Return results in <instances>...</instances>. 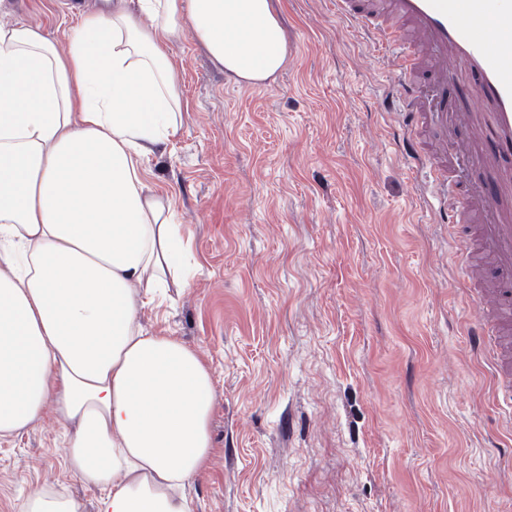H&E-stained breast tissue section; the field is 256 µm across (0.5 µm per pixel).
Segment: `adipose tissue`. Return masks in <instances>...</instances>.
<instances>
[{
  "instance_id": "obj_1",
  "label": "adipose tissue",
  "mask_w": 512,
  "mask_h": 512,
  "mask_svg": "<svg viewBox=\"0 0 512 512\" xmlns=\"http://www.w3.org/2000/svg\"><path fill=\"white\" fill-rule=\"evenodd\" d=\"M0 0V439L54 411L96 512H192L216 398L201 356L139 316L189 287L171 198L145 165L187 111L184 37L264 86L288 44L272 0H104L67 52Z\"/></svg>"
}]
</instances>
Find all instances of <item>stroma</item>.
I'll return each instance as SVG.
<instances>
[{
	"mask_svg": "<svg viewBox=\"0 0 512 512\" xmlns=\"http://www.w3.org/2000/svg\"><path fill=\"white\" fill-rule=\"evenodd\" d=\"M59 2L15 15L64 51ZM274 6L288 57L271 84L172 44L188 115L146 173L173 197L193 286L142 324L199 352L216 386L194 512H512V428L466 334L479 301L406 172L379 53L328 0ZM65 443L50 418L0 441V512L45 483L95 512Z\"/></svg>",
	"mask_w": 512,
	"mask_h": 512,
	"instance_id": "stroma-1",
	"label": "stroma"
}]
</instances>
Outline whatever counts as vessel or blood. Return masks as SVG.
Wrapping results in <instances>:
<instances>
[{
	"mask_svg": "<svg viewBox=\"0 0 512 512\" xmlns=\"http://www.w3.org/2000/svg\"><path fill=\"white\" fill-rule=\"evenodd\" d=\"M386 55L408 128L409 171L453 229L461 277L485 295L470 333L490 360L492 401L512 423V0H331ZM475 181L460 183L449 143Z\"/></svg>",
	"mask_w": 512,
	"mask_h": 512,
	"instance_id": "obj_1",
	"label": "vessel or blood"
}]
</instances>
